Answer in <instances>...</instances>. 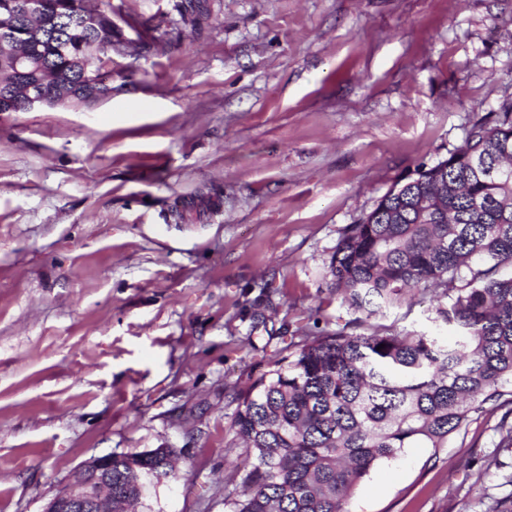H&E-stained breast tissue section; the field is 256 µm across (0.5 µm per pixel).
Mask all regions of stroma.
<instances>
[{
    "label": "stroma",
    "instance_id": "35a3bbf8",
    "mask_svg": "<svg viewBox=\"0 0 512 512\" xmlns=\"http://www.w3.org/2000/svg\"><path fill=\"white\" fill-rule=\"evenodd\" d=\"M112 95L0 112V512L81 463L174 449L152 512H225L229 400L291 337L358 319L344 231L512 102V0H117ZM436 293L369 325L446 335ZM512 385L444 448L375 464L350 512H486Z\"/></svg>",
    "mask_w": 512,
    "mask_h": 512
}]
</instances>
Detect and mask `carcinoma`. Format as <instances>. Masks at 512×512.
Masks as SVG:
<instances>
[{
  "label": "carcinoma",
  "instance_id": "cac0c4a2",
  "mask_svg": "<svg viewBox=\"0 0 512 512\" xmlns=\"http://www.w3.org/2000/svg\"><path fill=\"white\" fill-rule=\"evenodd\" d=\"M85 0H44L41 16L0 41V57L30 55L31 79L85 94L102 63L72 23ZM348 225L327 266L330 291L367 316L404 291L443 288L436 320L455 341L415 331L346 328L290 337V353L236 393L230 431L247 449L228 512H349L357 483L381 460L419 444L442 448L469 414L512 384V105L478 123L465 145L422 165ZM163 449L138 474L112 460V512H130L147 483L176 476Z\"/></svg>",
  "mask_w": 512,
  "mask_h": 512
}]
</instances>
